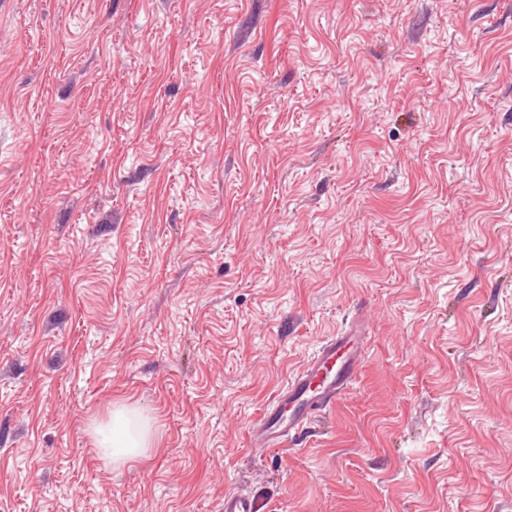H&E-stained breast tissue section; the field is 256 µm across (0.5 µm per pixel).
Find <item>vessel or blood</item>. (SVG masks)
Masks as SVG:
<instances>
[{
    "label": "vessel or blood",
    "instance_id": "1",
    "mask_svg": "<svg viewBox=\"0 0 512 512\" xmlns=\"http://www.w3.org/2000/svg\"><path fill=\"white\" fill-rule=\"evenodd\" d=\"M365 344V336L355 328L323 340L263 408L251 431L252 447L281 446L334 408L359 377Z\"/></svg>",
    "mask_w": 512,
    "mask_h": 512
}]
</instances>
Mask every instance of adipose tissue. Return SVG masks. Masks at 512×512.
<instances>
[{
  "label": "adipose tissue",
  "instance_id": "obj_1",
  "mask_svg": "<svg viewBox=\"0 0 512 512\" xmlns=\"http://www.w3.org/2000/svg\"><path fill=\"white\" fill-rule=\"evenodd\" d=\"M93 438L102 448L104 457L116 463H126L141 457L152 445L148 421L134 409L114 408L110 419L95 425Z\"/></svg>",
  "mask_w": 512,
  "mask_h": 512
}]
</instances>
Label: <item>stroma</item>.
I'll return each instance as SVG.
<instances>
[{"instance_id":"1","label":"stroma","mask_w":512,"mask_h":512,"mask_svg":"<svg viewBox=\"0 0 512 512\" xmlns=\"http://www.w3.org/2000/svg\"><path fill=\"white\" fill-rule=\"evenodd\" d=\"M354 323L356 385L252 448ZM239 489L512 512V0H0V512ZM93 438L97 447L103 448L104 457L112 459V464L141 457L152 446L149 422L125 406L114 408L106 423L96 424Z\"/></svg>"}]
</instances>
